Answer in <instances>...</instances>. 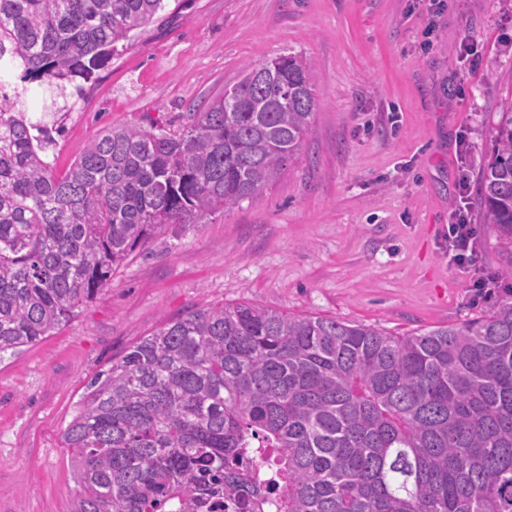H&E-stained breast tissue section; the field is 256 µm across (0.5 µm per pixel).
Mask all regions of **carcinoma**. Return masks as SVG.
<instances>
[{
    "label": "carcinoma",
    "instance_id": "cac0c4a2",
    "mask_svg": "<svg viewBox=\"0 0 512 512\" xmlns=\"http://www.w3.org/2000/svg\"><path fill=\"white\" fill-rule=\"evenodd\" d=\"M165 0H0V358L52 335L167 224L276 182L317 108L316 74L248 65L168 131L110 126L56 173L28 84L89 82ZM479 194L512 244V111ZM78 512H512V294L396 336L220 304L161 322L97 375L62 433ZM268 463L264 474L252 457Z\"/></svg>",
    "mask_w": 512,
    "mask_h": 512
}]
</instances>
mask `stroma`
<instances>
[{"instance_id": "1", "label": "stroma", "mask_w": 512, "mask_h": 512, "mask_svg": "<svg viewBox=\"0 0 512 512\" xmlns=\"http://www.w3.org/2000/svg\"><path fill=\"white\" fill-rule=\"evenodd\" d=\"M288 54L313 67L318 107L281 178L167 225L60 330L0 359V512H74L62 432L91 380L162 319L251 303L399 336L481 316L512 290L478 191L512 109V0L437 14L426 0H183L172 22L132 32L82 98L47 86L29 109L63 122L50 150L62 171L102 127L179 130L247 65ZM458 207L490 294L448 261Z\"/></svg>"}]
</instances>
